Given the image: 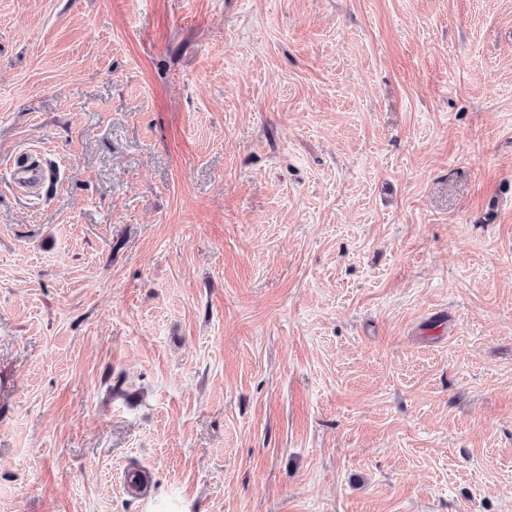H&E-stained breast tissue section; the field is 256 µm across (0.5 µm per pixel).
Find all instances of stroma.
<instances>
[{
	"label": "stroma",
	"mask_w": 512,
	"mask_h": 512,
	"mask_svg": "<svg viewBox=\"0 0 512 512\" xmlns=\"http://www.w3.org/2000/svg\"><path fill=\"white\" fill-rule=\"evenodd\" d=\"M0 512H512V0H0Z\"/></svg>",
	"instance_id": "35a3bbf8"
}]
</instances>
